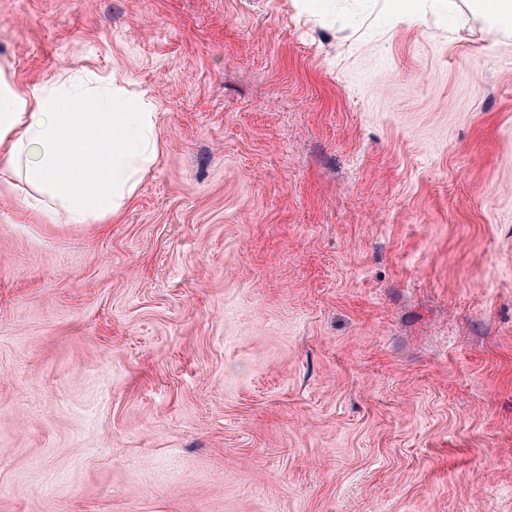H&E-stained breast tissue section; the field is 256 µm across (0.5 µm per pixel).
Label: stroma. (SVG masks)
Wrapping results in <instances>:
<instances>
[{
	"label": "stroma",
	"mask_w": 512,
	"mask_h": 512,
	"mask_svg": "<svg viewBox=\"0 0 512 512\" xmlns=\"http://www.w3.org/2000/svg\"><path fill=\"white\" fill-rule=\"evenodd\" d=\"M160 112L103 224L0 175V512H512V36L387 0H0Z\"/></svg>",
	"instance_id": "35a3bbf8"
}]
</instances>
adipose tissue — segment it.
Returning a JSON list of instances; mask_svg holds the SVG:
<instances>
[{"label":"adipose tissue","instance_id":"adipose-tissue-1","mask_svg":"<svg viewBox=\"0 0 512 512\" xmlns=\"http://www.w3.org/2000/svg\"><path fill=\"white\" fill-rule=\"evenodd\" d=\"M153 99L123 81L71 70L18 84L0 58V171L52 224H95L135 197L158 152Z\"/></svg>","mask_w":512,"mask_h":512}]
</instances>
